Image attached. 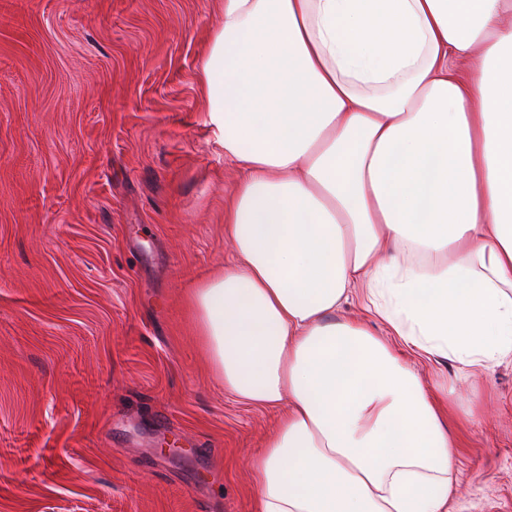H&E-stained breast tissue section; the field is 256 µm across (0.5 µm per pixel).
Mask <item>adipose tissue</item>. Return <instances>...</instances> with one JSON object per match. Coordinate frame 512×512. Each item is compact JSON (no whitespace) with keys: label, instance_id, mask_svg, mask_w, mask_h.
Listing matches in <instances>:
<instances>
[{"label":"adipose tissue","instance_id":"adipose-tissue-1","mask_svg":"<svg viewBox=\"0 0 512 512\" xmlns=\"http://www.w3.org/2000/svg\"><path fill=\"white\" fill-rule=\"evenodd\" d=\"M199 75L245 173L189 297L225 391L275 410L253 512H448V393L512 357V0H217ZM390 330L336 311L354 290Z\"/></svg>","mask_w":512,"mask_h":512}]
</instances>
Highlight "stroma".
I'll return each mask as SVG.
<instances>
[{"label":"stroma","instance_id":"1","mask_svg":"<svg viewBox=\"0 0 512 512\" xmlns=\"http://www.w3.org/2000/svg\"><path fill=\"white\" fill-rule=\"evenodd\" d=\"M218 22L0 0V512H253L276 414L225 392L187 304L232 258L241 177L197 82ZM414 363L460 400L448 512H512V358Z\"/></svg>","mask_w":512,"mask_h":512}]
</instances>
